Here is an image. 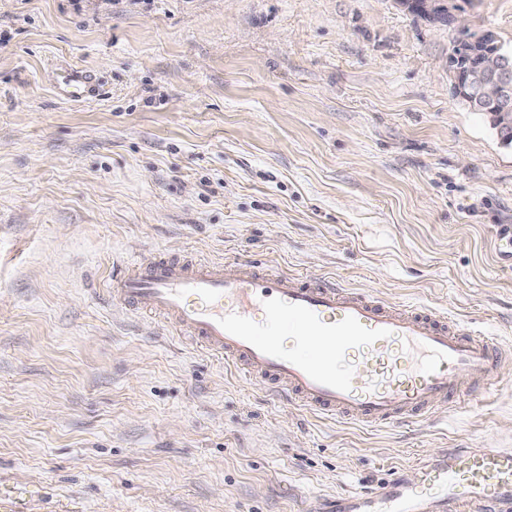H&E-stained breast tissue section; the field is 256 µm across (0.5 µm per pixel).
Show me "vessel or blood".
<instances>
[{"label": "vessel or blood", "mask_w": 512, "mask_h": 512, "mask_svg": "<svg viewBox=\"0 0 512 512\" xmlns=\"http://www.w3.org/2000/svg\"><path fill=\"white\" fill-rule=\"evenodd\" d=\"M63 100L99 96L90 71L72 67L55 85ZM111 305L165 316L182 336L231 362L280 396L343 423L386 428L491 387L495 338L419 307L390 306L329 281L273 272L254 261L114 262ZM292 338L284 348L277 331ZM22 484L0 482V512H31ZM331 512H512V448H456L415 475L331 501Z\"/></svg>", "instance_id": "obj_1"}]
</instances>
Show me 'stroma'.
Instances as JSON below:
<instances>
[{
  "label": "stroma",
  "mask_w": 512,
  "mask_h": 512,
  "mask_svg": "<svg viewBox=\"0 0 512 512\" xmlns=\"http://www.w3.org/2000/svg\"><path fill=\"white\" fill-rule=\"evenodd\" d=\"M512 47V0H449ZM397 0H0V479L34 512H318L512 448V146ZM100 97L65 102L59 68ZM238 258L497 337L424 421L317 418L111 306L113 259Z\"/></svg>",
  "instance_id": "1"
}]
</instances>
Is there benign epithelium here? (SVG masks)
<instances>
[{"instance_id": "obj_1", "label": "benign epithelium", "mask_w": 512, "mask_h": 512, "mask_svg": "<svg viewBox=\"0 0 512 512\" xmlns=\"http://www.w3.org/2000/svg\"><path fill=\"white\" fill-rule=\"evenodd\" d=\"M413 16L428 21L446 20L455 32L467 29L455 13L444 12L443 0H397ZM453 94L476 109L486 108L494 119L503 143H512V50L495 31L487 29L481 44L469 54L462 67L448 69Z\"/></svg>"}]
</instances>
